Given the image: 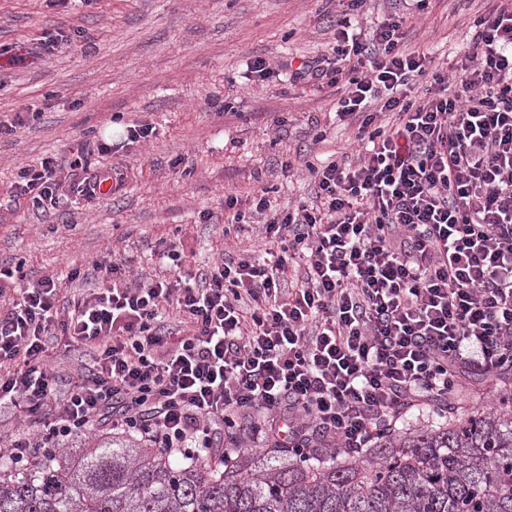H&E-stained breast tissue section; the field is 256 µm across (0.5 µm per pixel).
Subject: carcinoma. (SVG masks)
Returning <instances> with one entry per match:
<instances>
[{
  "mask_svg": "<svg viewBox=\"0 0 512 512\" xmlns=\"http://www.w3.org/2000/svg\"><path fill=\"white\" fill-rule=\"evenodd\" d=\"M361 465L329 455L179 463L132 435L0 463V512H512V394L494 413L386 432Z\"/></svg>",
  "mask_w": 512,
  "mask_h": 512,
  "instance_id": "cac0c4a2",
  "label": "carcinoma"
}]
</instances>
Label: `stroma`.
Returning <instances> with one entry per match:
<instances>
[{"label":"stroma","instance_id":"35a3bbf8","mask_svg":"<svg viewBox=\"0 0 512 512\" xmlns=\"http://www.w3.org/2000/svg\"><path fill=\"white\" fill-rule=\"evenodd\" d=\"M486 0H427L409 18L404 41L436 65L456 66L466 33ZM337 0H0V44L38 46L61 32L70 45L0 69V118L37 113L0 137V265L25 278L63 277L65 296L93 287V264L121 260L132 275H170L160 256L181 243L188 265L213 254L265 250L264 241L225 238L207 214L224 199L268 187L272 208L309 197L305 172L282 174L287 159L316 165L355 152L352 127L336 121L335 88L305 76L320 68L332 38ZM264 59L275 74L259 81L247 69ZM135 123L154 126L147 141L92 153L91 169L113 171L111 193L89 204L76 196L54 213L16 194L22 170L50 154L68 156L80 141ZM324 140H317V133ZM81 277L68 280L70 269ZM512 374L463 376L452 401L456 417L497 410Z\"/></svg>","mask_w":512,"mask_h":512}]
</instances>
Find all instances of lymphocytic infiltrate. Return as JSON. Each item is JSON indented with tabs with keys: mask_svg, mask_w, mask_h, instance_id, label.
Returning <instances> with one entry per match:
<instances>
[{
	"mask_svg": "<svg viewBox=\"0 0 512 512\" xmlns=\"http://www.w3.org/2000/svg\"><path fill=\"white\" fill-rule=\"evenodd\" d=\"M345 0L319 80L342 85L336 117L363 150L308 166L312 203L272 211L265 195L225 236L257 232L264 257L219 254L189 275L128 279L97 262L99 287L73 304L62 281L0 266V414L30 425L5 454L38 458L93 421L167 453L212 454L276 437L300 454L370 447L401 412L447 404L460 376L512 370V0H488L468 31L460 84L407 50L403 18L361 28ZM430 77L424 91L413 81ZM80 142L20 175L19 195L56 206L59 190L100 199ZM295 278H288V271ZM175 313L185 332L166 330ZM89 348L94 364L59 392L48 347Z\"/></svg>",
	"mask_w": 512,
	"mask_h": 512,
	"instance_id": "obj_1",
	"label": "lymphocytic infiltrate"
}]
</instances>
